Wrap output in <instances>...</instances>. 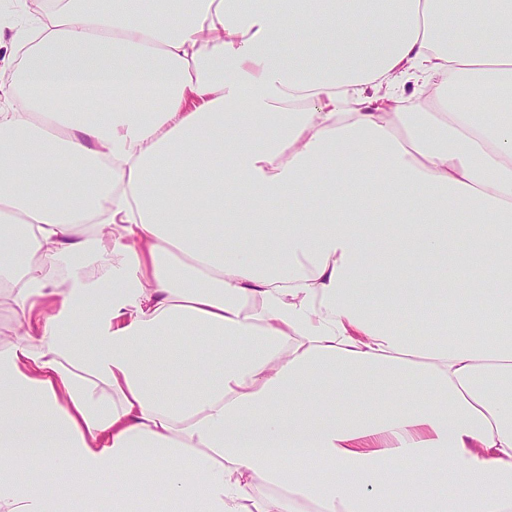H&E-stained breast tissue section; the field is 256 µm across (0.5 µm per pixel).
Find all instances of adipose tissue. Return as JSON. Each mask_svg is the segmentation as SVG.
<instances>
[{
  "label": "adipose tissue",
  "mask_w": 512,
  "mask_h": 512,
  "mask_svg": "<svg viewBox=\"0 0 512 512\" xmlns=\"http://www.w3.org/2000/svg\"><path fill=\"white\" fill-rule=\"evenodd\" d=\"M4 29L0 512H512V0ZM12 33L9 30L2 32V40L0 46V81L8 82L11 77L12 69L20 63V58L15 54L11 43ZM7 76L9 78L7 79Z\"/></svg>",
  "instance_id": "ef3b65f1"
}]
</instances>
